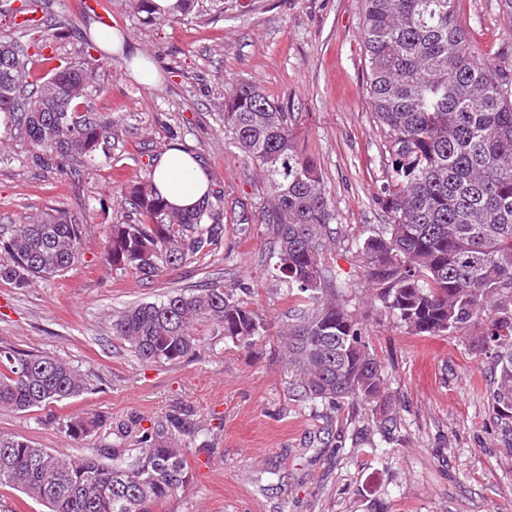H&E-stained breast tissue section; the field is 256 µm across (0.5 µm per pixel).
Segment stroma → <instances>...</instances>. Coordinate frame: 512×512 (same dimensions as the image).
I'll use <instances>...</instances> for the list:
<instances>
[{
  "instance_id": "1",
  "label": "stroma",
  "mask_w": 512,
  "mask_h": 512,
  "mask_svg": "<svg viewBox=\"0 0 512 512\" xmlns=\"http://www.w3.org/2000/svg\"><path fill=\"white\" fill-rule=\"evenodd\" d=\"M84 0H40L32 79L82 56L84 34L107 22L149 58L159 87L138 84L116 56H101L88 102L122 134L110 158L78 177L43 168L28 142L0 134V224L48 207L86 223L78 260L65 274L18 289L0 281V347L43 352L77 367L89 390L23 412H0V433L37 447L82 454L109 448L108 426L82 441L60 419L98 414L109 423L168 414L195 429L184 453L185 490L155 512H512V432L489 400V359L468 337H412L366 299L358 243L385 223L376 195L386 181V133L367 87L362 0H186L182 14L150 23L136 0H108L104 16ZM503 0H457L459 24L480 62L512 80V23ZM257 85L288 114L293 141L317 164L332 202L336 242L325 254L345 298L363 317L391 392L392 421L363 404L333 410L295 400L297 375L277 335L293 305L271 276L273 235L262 222L268 192L258 168L224 129V101ZM191 148L221 197L223 233L156 280L116 271L105 260L106 229L139 221L121 196L146 180L172 143ZM210 282L244 285L268 335L247 348L200 325L198 357L138 359L112 334V317Z\"/></svg>"
}]
</instances>
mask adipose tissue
<instances>
[{
	"instance_id": "1",
	"label": "adipose tissue",
	"mask_w": 512,
	"mask_h": 512,
	"mask_svg": "<svg viewBox=\"0 0 512 512\" xmlns=\"http://www.w3.org/2000/svg\"><path fill=\"white\" fill-rule=\"evenodd\" d=\"M97 46L114 54H130L131 74L140 83L158 87L157 69L145 62L140 52L131 51L120 29L103 27L94 33ZM153 181L166 202L176 208L192 209L202 203L210 189L209 177L201 162L182 145L169 146L158 158L152 172Z\"/></svg>"
}]
</instances>
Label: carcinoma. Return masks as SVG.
<instances>
[{"instance_id": "cac0c4a2", "label": "carcinoma", "mask_w": 512, "mask_h": 512, "mask_svg": "<svg viewBox=\"0 0 512 512\" xmlns=\"http://www.w3.org/2000/svg\"><path fill=\"white\" fill-rule=\"evenodd\" d=\"M363 2L367 93L389 156L376 196L388 221L359 243L366 290L411 336L483 325L473 349L499 371L490 402L511 431L512 83L477 61L455 0ZM92 48L86 42L85 56L33 83L20 43L0 41V114L44 167L83 163L118 136L112 120L79 108L95 66ZM224 128L270 194L262 223L275 234L276 277L297 303L278 336L301 375L294 397L334 409L359 402L389 409L384 365L325 262L334 212L317 165L293 145L287 113L242 83L224 102ZM126 196L148 223L111 225L106 261L144 280L203 251L224 229L219 200L175 211L150 179ZM84 228L63 208L0 226V280L30 288L60 275L78 260ZM203 323L238 346L267 336L259 312L221 283L130 306L113 316L112 334L144 361L170 362L199 353ZM86 390L85 377L64 360L0 347V411L46 407ZM104 425L95 415L62 423L75 440ZM111 433L135 435L134 447L74 455L0 434V486L46 512H153L187 487L184 419L169 414L150 428L119 422Z\"/></svg>"}]
</instances>
